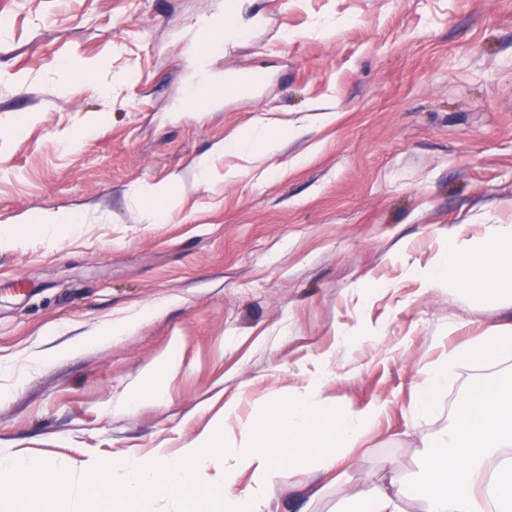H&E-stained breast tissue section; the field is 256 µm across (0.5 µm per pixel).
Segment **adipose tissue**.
I'll return each instance as SVG.
<instances>
[{"label":"adipose tissue","instance_id":"adipose-tissue-1","mask_svg":"<svg viewBox=\"0 0 512 512\" xmlns=\"http://www.w3.org/2000/svg\"><path fill=\"white\" fill-rule=\"evenodd\" d=\"M287 138V128L259 117L214 151L269 158ZM433 281L486 288L512 307V225H488L477 253L452 236L436 261ZM510 355L512 325L490 329L451 353L482 365L499 364ZM384 411L383 405L371 404L339 412L309 388L268 401L254 419L240 424V436L232 441L207 434L174 455L96 462L79 480L39 460L21 470L1 462L0 503L9 512H62L63 501L78 489L102 503L104 512H144L161 501L178 503L182 512H269V490L284 472L300 469L307 479L295 491L294 507L309 512L310 502L344 469L345 449L355 447ZM217 463L224 468L219 481L210 473ZM244 473L251 474L252 486L233 494ZM419 476L427 488L425 512H512V389L487 383L460 395L447 446L425 452ZM45 487L54 488L56 497L38 498ZM399 498L386 486L372 485L345 493L340 512H399Z\"/></svg>","mask_w":512,"mask_h":512}]
</instances>
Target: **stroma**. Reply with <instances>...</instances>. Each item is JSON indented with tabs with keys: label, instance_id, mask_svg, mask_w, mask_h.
I'll return each instance as SVG.
<instances>
[{
	"label": "stroma",
	"instance_id": "35a3bbf8",
	"mask_svg": "<svg viewBox=\"0 0 512 512\" xmlns=\"http://www.w3.org/2000/svg\"><path fill=\"white\" fill-rule=\"evenodd\" d=\"M231 12L199 62L203 24ZM203 69L266 81L182 110ZM259 116L291 130L282 149L201 180ZM169 181L162 218L148 192ZM64 211L81 223L49 238L30 222ZM461 224L474 249L512 225V0H0V458L78 474L174 453L225 405L247 419L315 387L386 407L343 482L398 471L403 512H424L425 445L508 369L458 360L414 422L424 366L512 323L489 292L424 285ZM170 352L166 403L136 398Z\"/></svg>",
	"mask_w": 512,
	"mask_h": 512
}]
</instances>
